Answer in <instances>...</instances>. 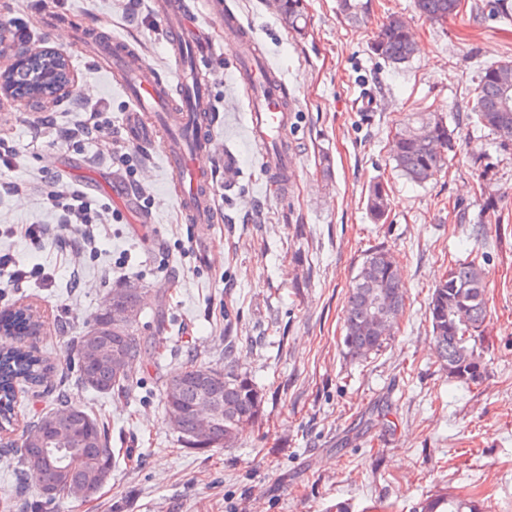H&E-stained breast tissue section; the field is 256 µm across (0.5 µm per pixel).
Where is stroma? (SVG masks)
<instances>
[{"label": "stroma", "mask_w": 512, "mask_h": 512, "mask_svg": "<svg viewBox=\"0 0 512 512\" xmlns=\"http://www.w3.org/2000/svg\"><path fill=\"white\" fill-rule=\"evenodd\" d=\"M152 0H0V30L22 24L30 50L51 48L69 62L84 101H19L0 92V135L18 147L0 184V310L32 305L40 332L29 337L53 366L47 379L17 388L14 419L0 440V507L9 512H420L430 495L476 496L488 512H512V140L478 127L473 90L483 68L512 60V21L463 8L445 24L413 0H370L369 20L352 26L336 0H301L291 29L278 0H222L254 39L293 98L288 169L293 186L273 193L262 152L246 129L236 60L219 14L200 17L212 48L201 62L213 100L207 132L217 217L185 223L160 145L130 143L111 157L100 140L57 138L36 117L73 122L104 110L124 134L132 103L109 67L82 42L93 30L123 39L152 76L177 90ZM404 18L416 41L393 68L369 46L386 15ZM376 108L356 109L360 95ZM439 112L455 148L424 183L395 168L390 142L406 116ZM329 171H322L321 156ZM82 190L110 208L93 248L76 250L73 231L42 198L45 181ZM384 181L389 210L374 223L368 186ZM48 233L36 250L19 232ZM395 260L405 307L387 345L364 358L343 344L346 293L375 248ZM475 260L485 274L481 351L487 373L475 385L448 378L431 337L428 303L446 270ZM40 267L45 280L17 281ZM137 288L146 304L138 335H161L163 355L143 350L125 394L78 385L75 347L113 291ZM234 349H227L226 338ZM234 365L264 395L258 424L229 447H184L164 413L166 382L191 360ZM107 427L112 475L91 499L42 498L35 473L17 476L29 424L60 407L56 389Z\"/></svg>", "instance_id": "stroma-1"}]
</instances>
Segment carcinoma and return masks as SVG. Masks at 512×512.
Returning a JSON list of instances; mask_svg holds the SVG:
<instances>
[{
	"label": "carcinoma",
	"instance_id": "1",
	"mask_svg": "<svg viewBox=\"0 0 512 512\" xmlns=\"http://www.w3.org/2000/svg\"><path fill=\"white\" fill-rule=\"evenodd\" d=\"M342 18L358 24L367 17L368 0H337ZM417 11L435 23H444L460 12L461 0H414ZM280 7L289 23L301 19V0H281ZM371 52L397 67L408 62L414 53V40L408 27L391 16L378 27L370 43ZM512 79V62H496L484 68L475 89L473 112L478 124L501 138L512 139V92L504 94L503 82ZM454 148L453 134L443 117L436 112L422 113L408 119L392 138V154L396 168L408 180L422 183L447 164L448 152ZM367 207L374 220L385 218L389 207L387 188L380 181L368 193ZM392 294L386 314L396 319L404 307V292L398 267L382 248L366 255L351 284L344 309L343 344L356 357L380 351L387 337L371 329L368 300L383 291ZM435 352L448 378L465 385L476 384L485 374L486 365L477 352L486 318L485 276L475 261H460L434 289L428 306ZM38 317L26 307L13 311L0 320V329L12 328L22 336L39 332ZM95 345L85 333L76 343L77 379L83 387L99 392H123L130 386L125 374L115 378L112 362L93 356ZM209 370L201 363H190L170 379L163 393L164 407L174 401L190 403L200 389L199 376ZM45 371V363L32 351L21 347L0 350V415L6 416L16 384L35 380ZM224 404L233 412L224 417V431L217 438L224 446L232 445L238 433L258 421L262 413L263 393L253 379L235 370L225 371ZM69 415L45 413L37 418L34 429L61 442L53 448L22 446L20 467L35 471L41 479L45 496L65 495L74 481L85 483L96 492L112 472V449L103 424L77 404L67 406ZM421 512H485V503L473 497L436 496L426 500Z\"/></svg>",
	"mask_w": 512,
	"mask_h": 512
}]
</instances>
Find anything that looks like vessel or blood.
I'll use <instances>...</instances> for the list:
<instances>
[{
    "instance_id": "b4317fda",
    "label": "vessel or blood",
    "mask_w": 512,
    "mask_h": 512,
    "mask_svg": "<svg viewBox=\"0 0 512 512\" xmlns=\"http://www.w3.org/2000/svg\"><path fill=\"white\" fill-rule=\"evenodd\" d=\"M152 11L167 35L172 67L187 93L180 109L179 136H166L163 154L172 172L178 207L186 221L207 223L214 209L211 174L200 163L207 149L201 141L202 128L208 124L212 101L207 89L194 81L189 67L185 40L189 20L183 0H153ZM229 41L237 54L238 79L247 99L246 123L253 141L264 148V164L270 175L282 178L288 171V155L283 152L281 138L288 127V98L285 84H267L257 77L264 63L252 47L249 35H233ZM112 71L122 77L121 88L135 105L128 130L142 136L138 123L141 115L167 111L162 81L141 74L139 65L132 63L122 40L112 42Z\"/></svg>"
}]
</instances>
